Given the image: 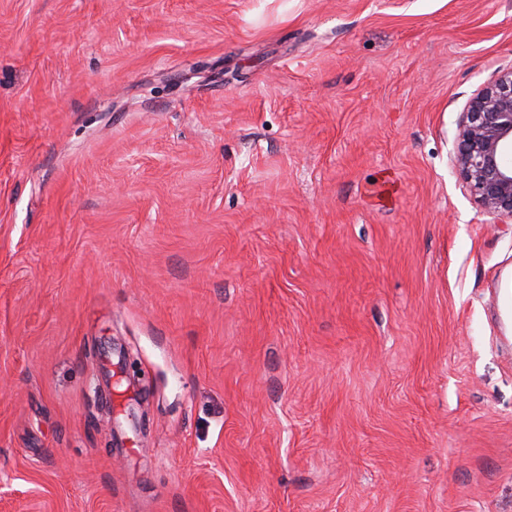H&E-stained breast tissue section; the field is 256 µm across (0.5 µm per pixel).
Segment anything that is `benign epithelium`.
Masks as SVG:
<instances>
[{
  "mask_svg": "<svg viewBox=\"0 0 512 512\" xmlns=\"http://www.w3.org/2000/svg\"><path fill=\"white\" fill-rule=\"evenodd\" d=\"M456 168L487 213L512 222V70L480 90L464 112Z\"/></svg>",
  "mask_w": 512,
  "mask_h": 512,
  "instance_id": "benign-epithelium-1",
  "label": "benign epithelium"
}]
</instances>
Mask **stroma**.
I'll return each mask as SVG.
<instances>
[{"label": "stroma", "instance_id": "obj_1", "mask_svg": "<svg viewBox=\"0 0 512 512\" xmlns=\"http://www.w3.org/2000/svg\"><path fill=\"white\" fill-rule=\"evenodd\" d=\"M510 70L512 0H0V512H512ZM456 168L487 213L512 222V70L480 90L464 112Z\"/></svg>", "mask_w": 512, "mask_h": 512}]
</instances>
